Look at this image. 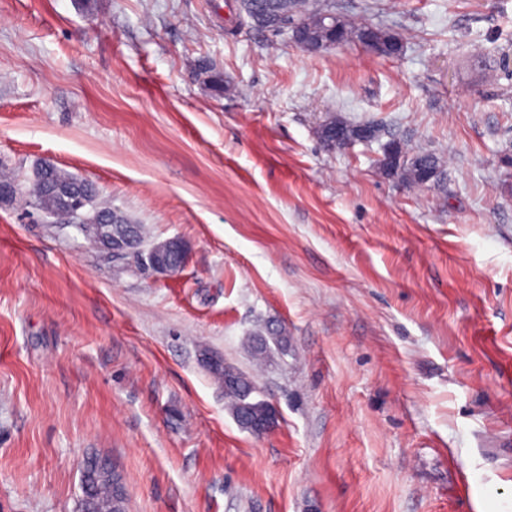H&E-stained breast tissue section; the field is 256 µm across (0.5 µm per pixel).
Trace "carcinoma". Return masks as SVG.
<instances>
[{
  "label": "carcinoma",
  "instance_id": "obj_1",
  "mask_svg": "<svg viewBox=\"0 0 512 512\" xmlns=\"http://www.w3.org/2000/svg\"><path fill=\"white\" fill-rule=\"evenodd\" d=\"M329 9L324 0H242L239 10V22L252 26L251 18L262 15L273 31H278L287 23L298 19L304 25L315 29L322 38H334L341 44L360 42V33L367 28L364 23H353L349 20L340 21L336 30H330V24L325 17ZM375 37L381 44L384 55L399 56L404 51V43L399 35L375 28ZM197 72L205 76L204 83L217 96L224 94V73L213 63L203 60L197 65ZM387 132L384 126L374 123H348L334 116L328 117L319 128V138L324 147L334 144L341 147L346 141L366 140L378 142L381 148L389 149L387 155L380 160L381 170L387 174H396L401 179L414 185L439 187L447 179V171L438 156L429 152L408 151L407 145L394 137L381 142ZM74 179L68 172L52 166L43 171L39 181L28 188L23 187L18 180L4 172H0V186L9 187L23 196L29 204L45 210H59L67 205V200L58 195L55 188L67 185ZM242 384L238 387L224 389V399L229 409H234L240 402L242 390L249 387L256 389L253 380L245 373H240ZM88 512H112V483L100 478L90 487Z\"/></svg>",
  "mask_w": 512,
  "mask_h": 512
}]
</instances>
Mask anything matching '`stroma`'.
<instances>
[{
	"mask_svg": "<svg viewBox=\"0 0 512 512\" xmlns=\"http://www.w3.org/2000/svg\"><path fill=\"white\" fill-rule=\"evenodd\" d=\"M335 3L403 54H308L225 0H0V167L50 160L188 247L157 276L0 207V512H77L95 454L125 512H512V0ZM329 113L444 185L325 149ZM268 325L288 347L259 363ZM203 349L273 431L236 424ZM198 75H205L204 83L216 95L224 94V73L213 63L203 60L197 65ZM386 135L384 126L378 123L353 124L336 119L335 116L328 117L319 128V138L325 148L333 143L338 149L345 144L344 141L364 139L368 142H378L384 157L380 160V167L386 175L396 174L404 182L420 186L440 187L445 182L447 171L438 156L429 152L411 154L407 145L394 137L382 143L381 139ZM385 148H389L387 155Z\"/></svg>",
	"mask_w": 512,
	"mask_h": 512,
	"instance_id": "1",
	"label": "stroma"
}]
</instances>
